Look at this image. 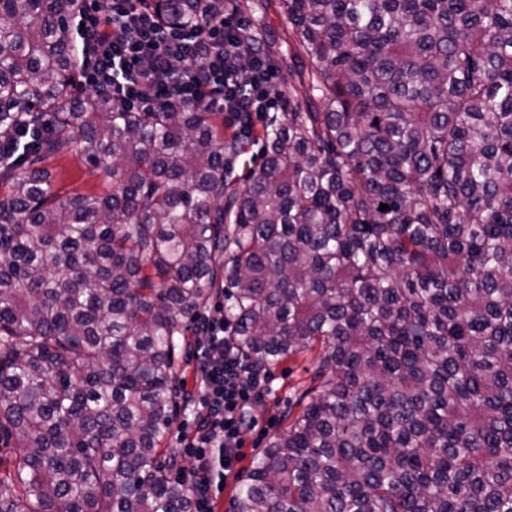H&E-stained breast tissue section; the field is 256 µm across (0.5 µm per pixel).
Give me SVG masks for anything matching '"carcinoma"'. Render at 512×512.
I'll return each mask as SVG.
<instances>
[{"instance_id":"cac0c4a2","label":"carcinoma","mask_w":512,"mask_h":512,"mask_svg":"<svg viewBox=\"0 0 512 512\" xmlns=\"http://www.w3.org/2000/svg\"><path fill=\"white\" fill-rule=\"evenodd\" d=\"M280 5L311 95L259 134L108 108L83 0H0V512H193L174 359L219 290L254 366L322 349L230 512H512V0ZM73 149L112 190L34 167Z\"/></svg>"}]
</instances>
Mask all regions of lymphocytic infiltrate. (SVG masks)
I'll use <instances>...</instances> for the list:
<instances>
[{
	"label": "lymphocytic infiltrate",
	"mask_w": 512,
	"mask_h": 512,
	"mask_svg": "<svg viewBox=\"0 0 512 512\" xmlns=\"http://www.w3.org/2000/svg\"><path fill=\"white\" fill-rule=\"evenodd\" d=\"M76 22L75 36L86 52L81 83L108 104L139 112L166 101L229 116L285 107L271 92L274 74L264 56H252L250 65L241 67L242 47L235 39L240 23L232 14L173 29L161 26L141 0H92ZM199 321L198 387L187 399L197 427L185 448L192 460L188 485L194 512H212L209 492L226 482L243 446L239 410L263 396L266 381L236 349L223 305Z\"/></svg>",
	"instance_id": "obj_1"
}]
</instances>
